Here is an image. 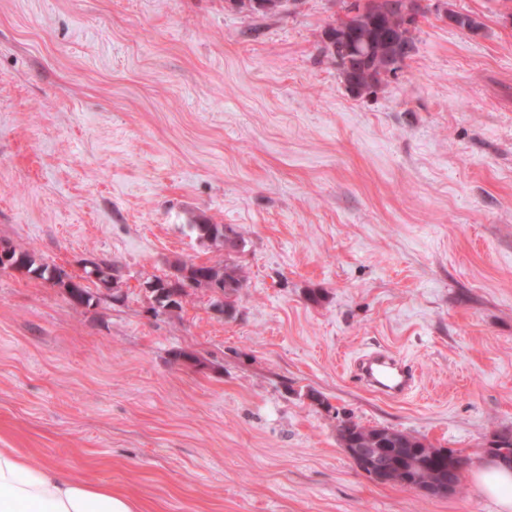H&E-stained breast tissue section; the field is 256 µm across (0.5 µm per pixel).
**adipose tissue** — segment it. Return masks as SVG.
<instances>
[{
  "label": "adipose tissue",
  "mask_w": 512,
  "mask_h": 512,
  "mask_svg": "<svg viewBox=\"0 0 512 512\" xmlns=\"http://www.w3.org/2000/svg\"><path fill=\"white\" fill-rule=\"evenodd\" d=\"M475 480L502 512H512L511 467L482 464ZM0 512H140V504L109 485L76 480L57 465H30L17 449L0 448Z\"/></svg>",
  "instance_id": "ef3b65f1"
}]
</instances>
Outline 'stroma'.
Wrapping results in <instances>:
<instances>
[{
	"mask_svg": "<svg viewBox=\"0 0 512 512\" xmlns=\"http://www.w3.org/2000/svg\"><path fill=\"white\" fill-rule=\"evenodd\" d=\"M475 17L470 32L443 8ZM334 0H0V244L120 300L0 269V447L142 512H500L473 477L512 435V0H431L367 99L324 57ZM243 239L232 315L149 281ZM409 361L388 401L346 364ZM463 461L442 497L380 483L345 419ZM89 270L85 273L88 279L94 277L99 283L103 284L108 290H117L119 288V277L117 276L116 266L107 259H98L89 261Z\"/></svg>",
	"mask_w": 512,
	"mask_h": 512,
	"instance_id": "35a3bbf8",
	"label": "stroma"
}]
</instances>
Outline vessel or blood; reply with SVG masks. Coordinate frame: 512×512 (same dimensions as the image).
Wrapping results in <instances>:
<instances>
[{
	"mask_svg": "<svg viewBox=\"0 0 512 512\" xmlns=\"http://www.w3.org/2000/svg\"><path fill=\"white\" fill-rule=\"evenodd\" d=\"M354 374L362 386L391 399L407 395L417 380L414 367L386 349H374L358 357Z\"/></svg>",
	"mask_w": 512,
	"mask_h": 512,
	"instance_id": "vessel-or-blood-1",
	"label": "vessel or blood"
}]
</instances>
